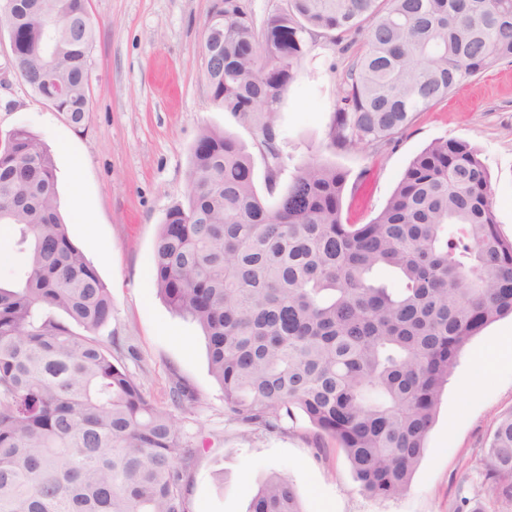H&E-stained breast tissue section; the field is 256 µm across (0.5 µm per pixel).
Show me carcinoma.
<instances>
[{
    "label": "carcinoma",
    "instance_id": "cac0c4a2",
    "mask_svg": "<svg viewBox=\"0 0 512 512\" xmlns=\"http://www.w3.org/2000/svg\"><path fill=\"white\" fill-rule=\"evenodd\" d=\"M0 21L20 77L81 124L91 111L88 0H0ZM362 31L333 150L388 143L469 78L512 62V0H288L264 34L242 0H217L202 44L211 97L260 131L269 190L288 166L277 112L304 35ZM347 182L346 170L310 159L271 204L246 147L202 128L186 200L155 241L152 280L201 327L236 422L277 430L297 409L345 453L366 494L392 498L410 485L462 349L512 316V240L464 141L423 149L366 224L344 219ZM0 224L24 258L17 279L0 280V512H189L196 450L119 361V343L97 336L112 296L61 217L51 155L24 127L0 141ZM381 268L398 287L373 277ZM169 397L183 408L195 394L175 376ZM483 453L472 512L512 501V411ZM249 512L304 509L293 484L271 475Z\"/></svg>",
    "mask_w": 512,
    "mask_h": 512
}]
</instances>
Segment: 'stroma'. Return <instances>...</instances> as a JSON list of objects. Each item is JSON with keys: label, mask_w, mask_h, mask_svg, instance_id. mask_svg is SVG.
Returning a JSON list of instances; mask_svg holds the SVG:
<instances>
[{"label": "stroma", "mask_w": 512, "mask_h": 512, "mask_svg": "<svg viewBox=\"0 0 512 512\" xmlns=\"http://www.w3.org/2000/svg\"><path fill=\"white\" fill-rule=\"evenodd\" d=\"M217 0H89L91 110L78 127L16 74L0 30V138L24 127L51 153L60 211L74 243L112 294V319L98 336L120 339L121 360L146 372L145 390L168 406L171 377L194 389L182 412L198 450L191 512H247L259 484L277 473L293 483L306 512H471L486 472L482 449L499 416L512 409V362L498 360L512 319L500 320L463 350L445 386L426 450L408 490L391 499L364 494L349 460L316 439L304 415L279 432H244L209 369L200 327L174 313L152 282L153 246L167 210L184 201L191 149L202 127L226 132L252 156L255 185L267 191L268 160L255 126L238 121L210 95L202 54L204 25ZM363 38L305 39V53L278 114L277 143L291 165L311 158L348 171L344 215L364 224L380 212L410 161L439 139L469 143L490 174L501 234L512 239V63L469 79L447 100L419 113L393 143L327 149L351 59Z\"/></svg>", "instance_id": "stroma-1"}]
</instances>
